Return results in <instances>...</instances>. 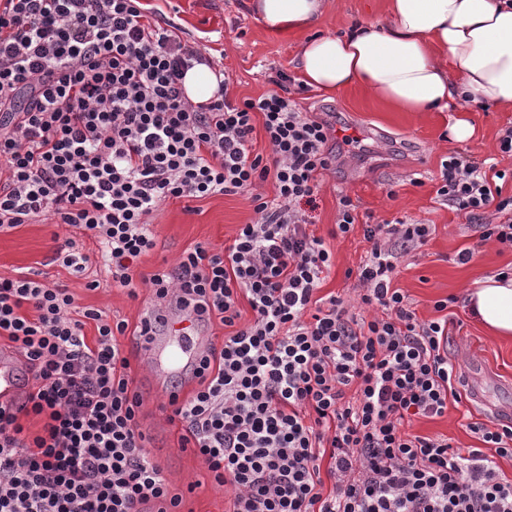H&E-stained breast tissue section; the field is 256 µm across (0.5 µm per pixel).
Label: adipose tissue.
Here are the masks:
<instances>
[{
  "label": "adipose tissue",
  "mask_w": 512,
  "mask_h": 512,
  "mask_svg": "<svg viewBox=\"0 0 512 512\" xmlns=\"http://www.w3.org/2000/svg\"><path fill=\"white\" fill-rule=\"evenodd\" d=\"M327 0H248L265 28L300 37L301 81L326 94L353 86L402 112H444L468 95L512 108V0H387V17L320 32ZM473 316L512 337V276L466 292Z\"/></svg>",
  "instance_id": "1"
}]
</instances>
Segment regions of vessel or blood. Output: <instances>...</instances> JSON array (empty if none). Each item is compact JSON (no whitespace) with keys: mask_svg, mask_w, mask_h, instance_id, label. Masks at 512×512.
I'll return each instance as SVG.
<instances>
[{"mask_svg":"<svg viewBox=\"0 0 512 512\" xmlns=\"http://www.w3.org/2000/svg\"><path fill=\"white\" fill-rule=\"evenodd\" d=\"M156 305L143 308L142 318L152 331L144 336L128 337L134 352L133 371L155 373L160 379V398L165 402H181L191 380L190 370L217 347L218 340L205 330L196 315L176 312L168 317L166 332L155 331ZM30 374L26 358L14 347L0 344V406H15L27 389ZM457 379L464 387L467 400L478 405L504 425H512V385L499 380L481 358H474L457 368ZM501 392L498 400H490L489 387Z\"/></svg>","mask_w":512,"mask_h":512,"instance_id":"obj_1","label":"vessel or blood"}]
</instances>
